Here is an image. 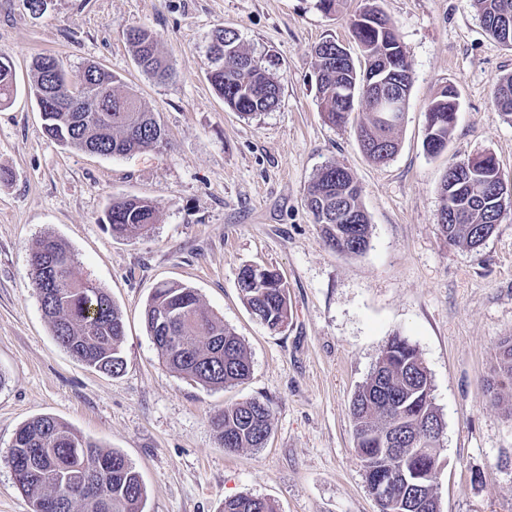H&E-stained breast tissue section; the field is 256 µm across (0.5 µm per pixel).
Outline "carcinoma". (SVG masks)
<instances>
[{
	"label": "carcinoma",
	"instance_id": "1",
	"mask_svg": "<svg viewBox=\"0 0 512 512\" xmlns=\"http://www.w3.org/2000/svg\"><path fill=\"white\" fill-rule=\"evenodd\" d=\"M484 29L505 46H512V0H469ZM351 37L360 47L366 68L388 83L397 112L394 122L379 123L366 113L359 140L364 152L378 163L398 151L395 132L400 126L413 83L412 62L387 16L364 0L351 23ZM137 66L159 81L172 77V69L158 49L157 35L145 28L127 34ZM212 66L208 80L224 105L244 116L275 109L281 88L262 62L246 52L231 29L218 30L210 45ZM319 108L332 125L346 123L356 101L368 103L365 72L341 54L333 40L314 49ZM29 90L37 102L47 136L59 144L102 156H125L164 143V130L155 113L137 95L120 92L111 71L88 64L74 73L63 59L43 55L31 64ZM80 86L81 103L69 102L70 88ZM17 86L9 61L0 56V105L8 104ZM494 103L501 116L512 122V74L499 79ZM459 111L458 94L441 90L428 107L424 148L430 155L448 141ZM506 188L495 158L483 156L475 171L456 175L447 171L440 187L446 222L440 224L448 243L477 248L474 228L493 225L500 209L492 193ZM362 189L351 173L336 164L323 166L307 189V207L314 223L325 225L327 242L339 251L359 255L369 246L370 223L361 203ZM157 223L151 202L114 198L105 213V224L118 237L146 235ZM30 276L39 293L53 334L71 355L98 371L120 375L124 325L106 291L79 278L70 250L53 237L42 239L31 256ZM252 314L271 330L288 323V294L280 274L249 270L239 285ZM147 332L162 361L173 371L209 387L244 382L251 361L241 339L224 320L205 307L197 292L181 285L155 288L145 307ZM495 397L512 413V336L498 345V380ZM355 450L363 463L369 490L386 481L393 486L387 512H405L402 499L412 495L421 512H438L435 481L437 444L423 452L414 441L424 432H443L442 420L431 400V380L417 350L399 336L391 339L375 368L350 406ZM212 424L224 449H259L271 432V408L260 399L227 406ZM32 456L28 472L17 481L31 512L55 502L53 512H143L145 490L139 473L119 451H103L66 423L42 416L16 432L10 461ZM224 512H275L266 499L242 495L224 501Z\"/></svg>",
	"mask_w": 512,
	"mask_h": 512
}]
</instances>
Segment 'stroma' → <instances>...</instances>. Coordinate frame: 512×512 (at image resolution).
Listing matches in <instances>:
<instances>
[{"label": "stroma", "instance_id": "obj_1", "mask_svg": "<svg viewBox=\"0 0 512 512\" xmlns=\"http://www.w3.org/2000/svg\"><path fill=\"white\" fill-rule=\"evenodd\" d=\"M413 64L399 148L373 162L351 122L325 121L315 46L351 43L361 0L333 15L317 0H0V54L18 92L0 106V512H31L9 456L16 431L39 416L122 452L141 475L144 512H224L225 499L269 500L276 512H379L356 457L349 406L393 335L414 346L443 422L439 512H512V417L486 384L499 341L512 335V213L478 248L448 244L437 223L450 163L490 154L512 184V123L493 88L512 73V47L484 30L468 0H378ZM132 27L154 31L174 71L157 82L138 68ZM234 30L281 86L278 106L246 117L207 79L216 29ZM97 63L134 90L166 134L160 147L106 157L67 148L44 131L28 91L33 58ZM459 111L446 149L423 147L426 113L443 87ZM360 183L370 246L331 248L306 205L319 168ZM150 200V237H113L112 198ZM52 236L76 272L120 309L125 369L112 377L56 341L29 278L37 243ZM246 265L277 271L291 317L274 332L238 290ZM193 288L244 343L252 373L220 388L162 364L144 323L159 284ZM257 398L272 410L265 447L226 451L211 423Z\"/></svg>", "mask_w": 512, "mask_h": 512}]
</instances>
